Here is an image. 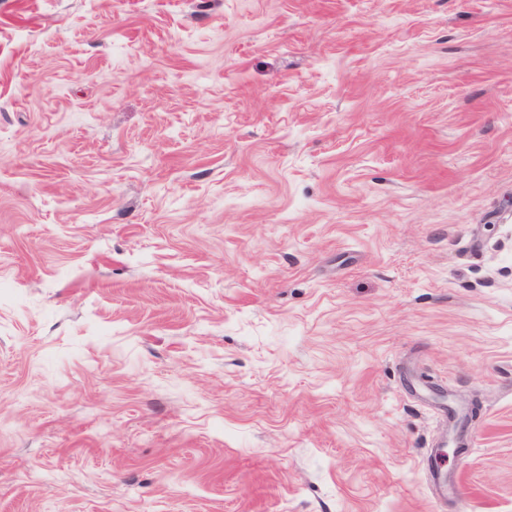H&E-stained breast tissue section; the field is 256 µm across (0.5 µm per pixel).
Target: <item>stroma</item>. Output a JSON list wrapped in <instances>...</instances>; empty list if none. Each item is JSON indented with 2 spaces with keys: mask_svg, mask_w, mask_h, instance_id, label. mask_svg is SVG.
<instances>
[{
  "mask_svg": "<svg viewBox=\"0 0 512 512\" xmlns=\"http://www.w3.org/2000/svg\"><path fill=\"white\" fill-rule=\"evenodd\" d=\"M0 512H512V0H0Z\"/></svg>",
  "mask_w": 512,
  "mask_h": 512,
  "instance_id": "1",
  "label": "stroma"
}]
</instances>
